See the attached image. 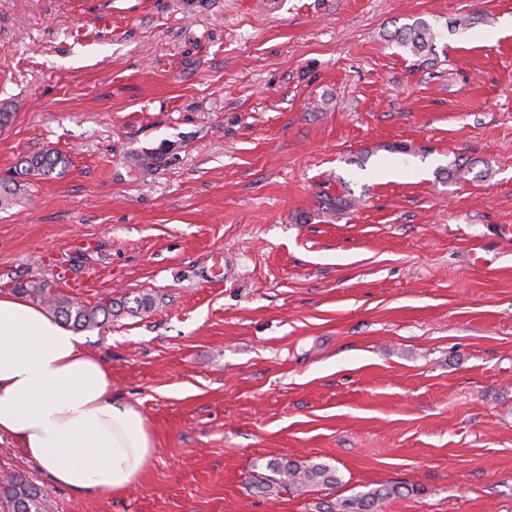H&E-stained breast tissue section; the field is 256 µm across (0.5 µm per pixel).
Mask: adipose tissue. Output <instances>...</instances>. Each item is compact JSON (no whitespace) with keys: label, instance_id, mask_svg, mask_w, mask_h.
Instances as JSON below:
<instances>
[{"label":"adipose tissue","instance_id":"ef3b65f1","mask_svg":"<svg viewBox=\"0 0 512 512\" xmlns=\"http://www.w3.org/2000/svg\"><path fill=\"white\" fill-rule=\"evenodd\" d=\"M49 479L88 496L139 481L157 443L147 417L112 398L107 364L61 320L0 292V435Z\"/></svg>","mask_w":512,"mask_h":512}]
</instances>
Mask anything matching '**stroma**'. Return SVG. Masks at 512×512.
Here are the masks:
<instances>
[{
    "mask_svg": "<svg viewBox=\"0 0 512 512\" xmlns=\"http://www.w3.org/2000/svg\"><path fill=\"white\" fill-rule=\"evenodd\" d=\"M0 112V292L114 303L86 347L157 442L120 495L8 437L0 479L50 512H512V0H0ZM272 460L340 482L266 492ZM435 37L432 28L424 21H418L395 34L397 43L415 55L431 50ZM395 490L383 488L358 494L340 505V512H377L379 505L388 499Z\"/></svg>",
    "mask_w": 512,
    "mask_h": 512,
    "instance_id": "stroma-1",
    "label": "stroma"
}]
</instances>
